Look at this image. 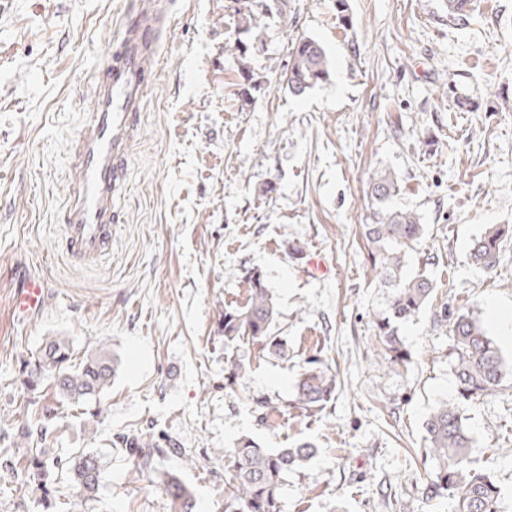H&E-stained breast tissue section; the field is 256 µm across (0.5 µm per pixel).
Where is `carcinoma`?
I'll list each match as a JSON object with an SVG mask.
<instances>
[{
  "label": "carcinoma",
  "mask_w": 512,
  "mask_h": 512,
  "mask_svg": "<svg viewBox=\"0 0 512 512\" xmlns=\"http://www.w3.org/2000/svg\"><path fill=\"white\" fill-rule=\"evenodd\" d=\"M471 0H448V19L465 26L471 19ZM283 10L262 0H234L236 38L224 44V54L238 63L241 97L262 89L263 78L255 75L246 60L255 49L253 33L272 8ZM329 78V59L321 44L302 36L291 44L284 75L288 91L300 96ZM398 190V177L388 169L375 173L369 185L373 207L363 225L369 247L370 267L384 288L392 289L387 309L374 321L375 336L384 349L383 360L390 366L408 362V352L398 334V324L417 317L429 304L433 284L425 274L403 276V259L424 235V225L412 210L394 209L388 201ZM512 229L494 225L473 239L469 247L471 264L480 269L495 266L503 236ZM247 303L242 308L224 309V343L246 339L271 352L281 351L279 338L272 335L278 311L270 288L262 275L250 271L242 277ZM438 319L449 322L452 344L448 362L456 383L457 396L433 409L426 421L428 448L426 455L436 461L428 475L430 495L444 494L452 502V512H497L501 488L494 472L472 465L471 436L460 405L481 403L494 396L506 376L505 361L483 327L462 307L444 306L436 312ZM74 349L66 337L50 338L40 349L37 359L26 364L28 382L46 377L57 395L68 401L89 404L101 398L118 370L115 355L99 350L72 363ZM314 366L300 374L296 402L304 410H316L328 402L336 389L335 379L324 369ZM316 447L305 442L296 448L271 451L245 437L224 453V512H280L283 476L300 468L314 454ZM140 469L151 467L154 456L175 451L160 448L145 438H135L127 448ZM24 483L33 476L44 477L63 472L86 496L96 495L101 480L100 456L82 448L69 457L48 458L40 453L17 459L0 449V470ZM168 497L178 512H194L191 490L175 475L162 480Z\"/></svg>",
  "instance_id": "cac0c4a2"
}]
</instances>
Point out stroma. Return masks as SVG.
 <instances>
[{
    "label": "stroma",
    "instance_id": "stroma-1",
    "mask_svg": "<svg viewBox=\"0 0 512 512\" xmlns=\"http://www.w3.org/2000/svg\"><path fill=\"white\" fill-rule=\"evenodd\" d=\"M130 3L0 0V448L19 458L102 451L96 499L59 475L52 512H174L163 472L188 485L196 512H222L223 451L244 436L317 448L285 475L280 512H448L445 498L426 495L436 463L424 455L426 419L455 394L440 305L469 310L512 364L492 316L512 313V237L493 269L467 259L487 225H512V0H473L464 28L449 23L448 0H347L346 30L335 0H288L266 15L247 60L271 81L248 102L224 54L229 0H172L112 253L78 267L58 250L65 154ZM303 36L321 43L331 69L297 97L280 77ZM457 94L475 109L457 110ZM385 168L398 177L392 207L425 227L403 272L435 284L400 330L410 361L393 368L373 328L388 291L371 276L361 230L368 181ZM250 270L276 300L281 353L224 341V310L246 304ZM19 273L46 281L43 308L25 318L12 306ZM56 336L79 358L118 356L99 404L24 386V360ZM312 358L336 377L317 412L295 393ZM235 363L247 370L225 383ZM259 400L280 410L275 427L261 423ZM30 402L47 427L35 447L21 435ZM463 411L471 459L495 471L498 512H512V375ZM133 436L177 450L141 472L123 445ZM0 512H42L36 488L0 471Z\"/></svg>",
    "mask_w": 512,
    "mask_h": 512
}]
</instances>
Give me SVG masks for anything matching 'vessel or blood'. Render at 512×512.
I'll list each match as a JSON object with an SVG mask.
<instances>
[{
    "label": "vessel or blood",
    "mask_w": 512,
    "mask_h": 512,
    "mask_svg": "<svg viewBox=\"0 0 512 512\" xmlns=\"http://www.w3.org/2000/svg\"><path fill=\"white\" fill-rule=\"evenodd\" d=\"M170 26L167 0H133L118 24L116 49L105 51L91 77L93 106L68 148L66 192L57 215L69 262L93 267L112 250L120 221L116 202L155 81L158 43ZM44 299L43 281L28 277L14 291V309L26 316L40 310Z\"/></svg>",
    "instance_id": "1"
}]
</instances>
